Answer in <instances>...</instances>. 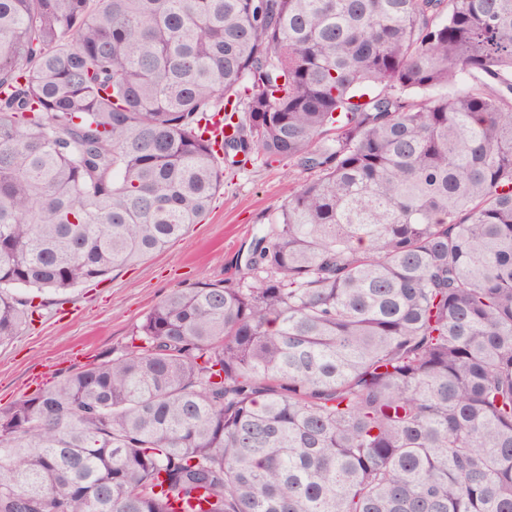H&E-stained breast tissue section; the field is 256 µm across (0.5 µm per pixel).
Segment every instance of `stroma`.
Listing matches in <instances>:
<instances>
[{"label":"stroma","instance_id":"1","mask_svg":"<svg viewBox=\"0 0 512 512\" xmlns=\"http://www.w3.org/2000/svg\"><path fill=\"white\" fill-rule=\"evenodd\" d=\"M307 178L291 160L253 155L226 172L203 220L163 250L102 281L47 297L32 325L0 346V408L59 384L87 363L121 355L148 312L172 290L249 284L251 247L269 231L289 189Z\"/></svg>","mask_w":512,"mask_h":512}]
</instances>
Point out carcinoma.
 <instances>
[{
	"label": "carcinoma",
	"mask_w": 512,
	"mask_h": 512,
	"mask_svg": "<svg viewBox=\"0 0 512 512\" xmlns=\"http://www.w3.org/2000/svg\"><path fill=\"white\" fill-rule=\"evenodd\" d=\"M255 152L253 282L0 408V512H512V0H0V345Z\"/></svg>",
	"instance_id": "carcinoma-1"
}]
</instances>
